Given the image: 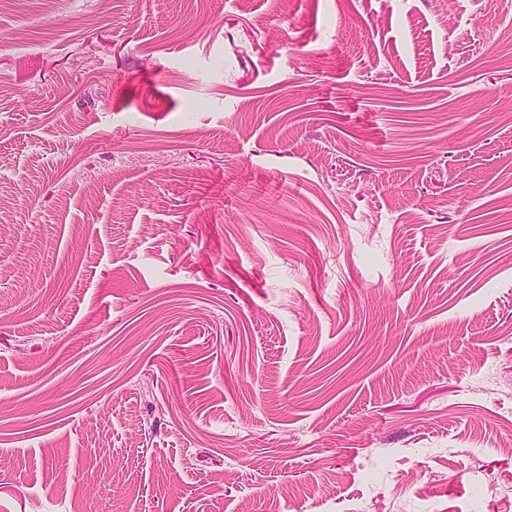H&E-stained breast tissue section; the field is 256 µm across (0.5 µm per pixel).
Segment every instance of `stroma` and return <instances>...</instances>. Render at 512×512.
I'll return each instance as SVG.
<instances>
[{"mask_svg":"<svg viewBox=\"0 0 512 512\" xmlns=\"http://www.w3.org/2000/svg\"><path fill=\"white\" fill-rule=\"evenodd\" d=\"M512 0H0V512H512Z\"/></svg>","mask_w":512,"mask_h":512,"instance_id":"1","label":"stroma"}]
</instances>
